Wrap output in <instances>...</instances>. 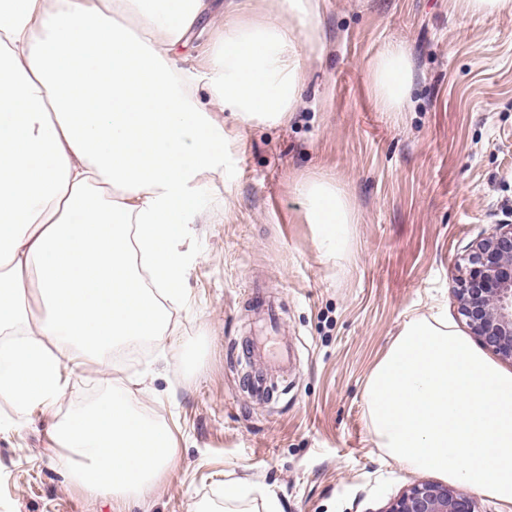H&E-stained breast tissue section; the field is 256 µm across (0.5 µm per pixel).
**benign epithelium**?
Segmentation results:
<instances>
[{"label": "benign epithelium", "instance_id": "7a95c632", "mask_svg": "<svg viewBox=\"0 0 512 512\" xmlns=\"http://www.w3.org/2000/svg\"><path fill=\"white\" fill-rule=\"evenodd\" d=\"M454 297L469 333L499 358L512 361V224H496L471 245ZM382 512H477L473 497L422 481Z\"/></svg>", "mask_w": 512, "mask_h": 512}]
</instances>
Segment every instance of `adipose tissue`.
Returning <instances> with one entry per match:
<instances>
[{
    "instance_id": "1",
    "label": "adipose tissue",
    "mask_w": 512,
    "mask_h": 512,
    "mask_svg": "<svg viewBox=\"0 0 512 512\" xmlns=\"http://www.w3.org/2000/svg\"><path fill=\"white\" fill-rule=\"evenodd\" d=\"M207 0H0V396L57 401L79 369L165 332L194 259L190 226L230 134L212 115L277 125L295 111L319 0H237L215 30L209 102L174 68ZM373 100L400 111L407 51L369 64ZM105 141L107 151L91 145ZM307 223L343 253L358 218L332 180L297 185ZM41 318L30 325L32 308ZM70 478L143 501L173 464L172 432L113 398L54 425Z\"/></svg>"
}]
</instances>
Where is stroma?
<instances>
[{"instance_id":"obj_1","label":"stroma","mask_w":512,"mask_h":512,"mask_svg":"<svg viewBox=\"0 0 512 512\" xmlns=\"http://www.w3.org/2000/svg\"><path fill=\"white\" fill-rule=\"evenodd\" d=\"M324 44L309 52L286 123L232 128L224 171L193 227L187 303L146 350L89 365L46 411L0 397V512H199L222 483L248 480L280 512H381L422 481L377 447L364 392L409 318L444 309L459 332L457 261L512 224V6L484 16L448 0H320ZM402 44L413 82L379 111L371 59ZM326 176L357 216L352 245L326 254L296 191ZM278 298L294 360L254 401L246 345L261 326L254 289ZM169 425L173 468L143 502L89 492L57 463L48 433L113 395Z\"/></svg>"}]
</instances>
